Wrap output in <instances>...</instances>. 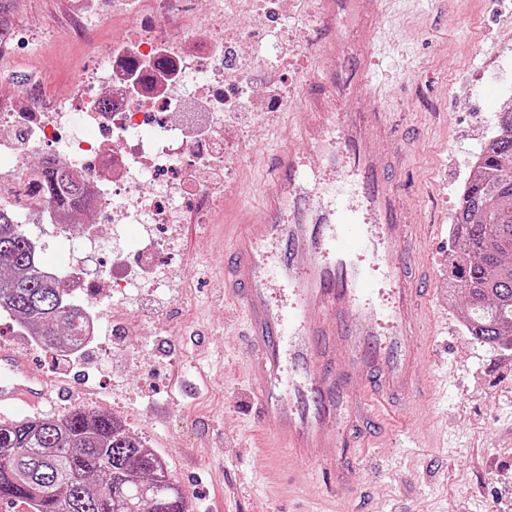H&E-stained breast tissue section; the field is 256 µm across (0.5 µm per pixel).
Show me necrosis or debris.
<instances>
[{
	"instance_id": "necrosis-or-debris-1",
	"label": "necrosis or debris",
	"mask_w": 512,
	"mask_h": 512,
	"mask_svg": "<svg viewBox=\"0 0 512 512\" xmlns=\"http://www.w3.org/2000/svg\"><path fill=\"white\" fill-rule=\"evenodd\" d=\"M159 23L139 25L103 47L95 67L74 80L68 99L42 89L25 101L0 96V204L30 225L38 270L69 297L110 301L160 274L113 251L102 262L89 232L58 260L49 240L73 238L69 210L44 207L28 154L49 148L85 187L84 213L111 225H142L150 249L168 224H209L224 204V115L251 99L245 72L228 73L241 55L237 31L224 27V0L192 12L185 0H153Z\"/></svg>"
}]
</instances>
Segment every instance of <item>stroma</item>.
I'll return each mask as SVG.
<instances>
[{"mask_svg":"<svg viewBox=\"0 0 512 512\" xmlns=\"http://www.w3.org/2000/svg\"><path fill=\"white\" fill-rule=\"evenodd\" d=\"M123 0H0L7 29L0 95L48 85L66 96L70 80L95 60L98 45L129 28ZM319 0H279L287 16L228 12L224 25L246 43L276 41L288 79L274 84L255 61L244 68L254 97L225 115L224 209L215 223L174 224L172 243L154 261L162 288L131 293L112 306L121 326L75 362L0 325L69 395L44 416L74 408L107 409L166 461L190 512H512V350L468 336L466 300L450 287L444 247L430 251L437 286L432 305L448 315V334L426 355L428 370L462 372L432 407L380 408L370 429L348 431V455L377 463L336 484L283 461L269 473L251 445L261 427L246 402L258 379L244 369L243 319L224 299V226L233 191L261 190L275 144L302 121L301 97L318 40ZM277 13V14H278ZM93 27L90 40L73 36ZM381 47L378 97L365 112L386 113L392 137L409 148L395 183L412 224H452L475 170L471 158L512 106V0H397L376 33ZM416 438L393 448L394 433Z\"/></svg>","mask_w":512,"mask_h":512,"instance_id":"1","label":"stroma"}]
</instances>
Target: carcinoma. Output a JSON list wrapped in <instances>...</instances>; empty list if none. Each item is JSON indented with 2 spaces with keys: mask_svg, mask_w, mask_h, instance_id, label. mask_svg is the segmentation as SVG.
Wrapping results in <instances>:
<instances>
[{
  "mask_svg": "<svg viewBox=\"0 0 512 512\" xmlns=\"http://www.w3.org/2000/svg\"><path fill=\"white\" fill-rule=\"evenodd\" d=\"M454 217V287L469 303L471 336L500 345L512 336V111L480 152ZM79 179L50 167L41 184L49 206L83 203ZM0 312L32 328L54 350L76 336L80 313L35 269L32 246L13 214L0 208ZM0 502L29 512H189L166 462L110 413L0 423Z\"/></svg>",
  "mask_w": 512,
  "mask_h": 512,
  "instance_id": "obj_1",
  "label": "carcinoma"
}]
</instances>
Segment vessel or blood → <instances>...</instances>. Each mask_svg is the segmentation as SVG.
Returning <instances> with one entry per match:
<instances>
[{
	"label": "vessel or blood",
	"mask_w": 512,
	"mask_h": 512,
	"mask_svg": "<svg viewBox=\"0 0 512 512\" xmlns=\"http://www.w3.org/2000/svg\"><path fill=\"white\" fill-rule=\"evenodd\" d=\"M320 3L325 92L313 120L278 147L259 205L239 210L224 296L246 321L260 373L247 398L268 440L341 479L348 427L432 380L425 340L447 335L448 322L422 316L435 276L418 243L448 235L442 224H407L390 179L402 150L382 154L387 124L360 108L378 79L377 52L374 40H349L347 23L381 24L384 0ZM65 393L18 345L0 343V409L36 411Z\"/></svg>",
	"instance_id": "1"
}]
</instances>
